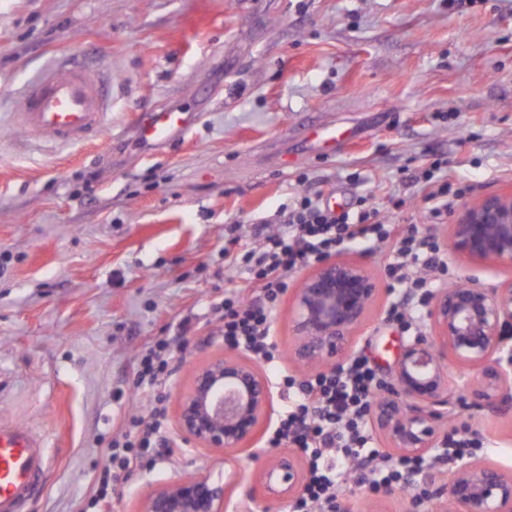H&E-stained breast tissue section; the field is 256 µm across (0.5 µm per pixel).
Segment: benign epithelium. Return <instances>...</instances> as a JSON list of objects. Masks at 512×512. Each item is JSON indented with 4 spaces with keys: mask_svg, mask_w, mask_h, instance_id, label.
<instances>
[{
    "mask_svg": "<svg viewBox=\"0 0 512 512\" xmlns=\"http://www.w3.org/2000/svg\"><path fill=\"white\" fill-rule=\"evenodd\" d=\"M451 251L471 265H512V191L485 196L461 208L451 225ZM380 292L360 261L338 254L317 264L296 288L293 360L318 368L350 357L353 332ZM428 334L414 337L399 355L391 381L374 398L370 421L400 459L422 458L445 443L439 422L451 408L448 366L461 373L456 388L478 406L512 405V354L502 355V334L512 327V280L495 288L474 282L430 289ZM270 393L254 363L235 354L197 370L178 403L182 438L205 448L241 450L257 440ZM437 512H512V473L468 462L444 482L434 468L421 470ZM263 497L276 502L298 496L305 477L298 458L280 456L259 473ZM229 483L209 469L149 491L140 512H226Z\"/></svg>",
    "mask_w": 512,
    "mask_h": 512,
    "instance_id": "obj_1",
    "label": "benign epithelium"
}]
</instances>
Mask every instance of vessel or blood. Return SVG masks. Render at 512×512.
Returning <instances> with one entry per match:
<instances>
[{
	"label": "vessel or blood",
	"mask_w": 512,
	"mask_h": 512,
	"mask_svg": "<svg viewBox=\"0 0 512 512\" xmlns=\"http://www.w3.org/2000/svg\"><path fill=\"white\" fill-rule=\"evenodd\" d=\"M25 99L16 123L30 135L77 143L106 129L100 84L86 71L47 69ZM187 126L185 113L154 112L140 119L138 131L145 143L160 144ZM50 465L46 443L26 423L0 422V512H26Z\"/></svg>",
	"instance_id": "obj_1"
}]
</instances>
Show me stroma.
<instances>
[{"label":"stroma","instance_id":"obj_1","mask_svg":"<svg viewBox=\"0 0 512 512\" xmlns=\"http://www.w3.org/2000/svg\"><path fill=\"white\" fill-rule=\"evenodd\" d=\"M81 67L102 84L110 130L81 144L27 135L13 116L41 70ZM184 112L171 143H143L147 112ZM337 135L325 154L321 136ZM448 160L464 200L512 186V0H0V419L34 428L55 458L29 512H77L126 420L145 415L134 358L158 336L193 327L161 389L167 455L116 486L106 512H138L152 487L208 467L233 476L232 512H293L252 490L279 456L182 440L178 399L195 370L225 353L214 305L246 287L224 251L257 244L300 193L337 210L373 197L386 224H417L420 172ZM380 294L355 333L390 382L414 333L388 319ZM285 358L260 365L272 426L287 397L289 294L273 315ZM449 427L480 439L469 459L512 471V412L456 394ZM347 512H428L417 488L387 498L358 468Z\"/></svg>","mask_w":512,"mask_h":512}]
</instances>
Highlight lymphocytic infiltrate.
Masks as SVG:
<instances>
[{
  "instance_id": "lymphocytic-infiltrate-1",
  "label": "lymphocytic infiltrate",
  "mask_w": 512,
  "mask_h": 512,
  "mask_svg": "<svg viewBox=\"0 0 512 512\" xmlns=\"http://www.w3.org/2000/svg\"><path fill=\"white\" fill-rule=\"evenodd\" d=\"M447 166V160L438 158L422 174L420 210L432 224L447 223L451 200L458 195L443 173ZM259 238L257 247L224 254L225 267L246 273L248 286L225 290L218 330L227 347L250 351L270 365L278 358L273 314L289 277L335 254L344 244L364 241L383 249L391 297L388 315L409 327L423 322L430 288L448 274V259L435 240L412 224L382 223L378 209L371 205L354 214H338L320 198L303 196L286 207L275 229ZM171 345L168 339L152 340L137 361L135 387L150 400L158 398ZM280 383L288 402L266 445L295 448L308 463L309 481L295 512H334L346 461L358 462L372 488L394 478L388 461L370 443L369 413L377 377L365 357L314 370L299 380L284 374ZM158 431L157 423L131 418L113 437L106 454L119 461L121 473L133 472L152 455ZM121 473L102 474L101 496L111 494Z\"/></svg>"
}]
</instances>
